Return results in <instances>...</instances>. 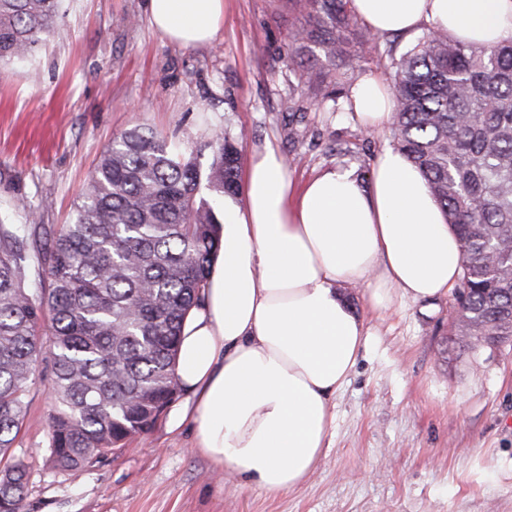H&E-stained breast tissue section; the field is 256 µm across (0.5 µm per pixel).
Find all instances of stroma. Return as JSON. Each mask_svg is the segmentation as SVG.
Instances as JSON below:
<instances>
[{"instance_id": "obj_1", "label": "stroma", "mask_w": 512, "mask_h": 512, "mask_svg": "<svg viewBox=\"0 0 512 512\" xmlns=\"http://www.w3.org/2000/svg\"><path fill=\"white\" fill-rule=\"evenodd\" d=\"M290 0H225L213 42L184 47L149 22L145 0H62L54 32L0 77V215L65 224L101 153L139 126L182 144L201 172L211 142L235 137L241 163L271 147L302 184L329 167L370 179L391 130L369 132L346 92L418 33L377 36L355 71L337 66L341 96L325 97L300 67ZM341 293L368 342L331 400L329 445L297 489L245 486L198 453L193 425L161 413L144 434L84 470L44 463L51 393L36 373L11 453L28 470L24 512H512V343L471 347L453 336V295L398 297L376 311L363 286Z\"/></svg>"}]
</instances>
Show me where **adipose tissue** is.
<instances>
[{
	"label": "adipose tissue",
	"instance_id": "adipose-tissue-1",
	"mask_svg": "<svg viewBox=\"0 0 512 512\" xmlns=\"http://www.w3.org/2000/svg\"><path fill=\"white\" fill-rule=\"evenodd\" d=\"M151 25L182 46L212 41L224 0H147ZM375 34L430 25L463 42L512 38V0H351ZM362 126L392 122V101L375 76L352 88ZM244 205L224 201L222 247L181 333L176 373L190 401L172 427L191 421L195 445L248 485L272 495L300 487L327 446L331 399L368 340L338 293L367 284L372 308L400 295L448 294L462 274L461 243L421 171L392 148L370 183L333 168L296 185L274 149L244 175Z\"/></svg>",
	"mask_w": 512,
	"mask_h": 512
}]
</instances>
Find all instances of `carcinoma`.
Instances as JSON below:
<instances>
[{"instance_id":"carcinoma-1","label":"carcinoma","mask_w":512,"mask_h":512,"mask_svg":"<svg viewBox=\"0 0 512 512\" xmlns=\"http://www.w3.org/2000/svg\"><path fill=\"white\" fill-rule=\"evenodd\" d=\"M61 0H0V64L22 60L55 28ZM294 41L344 64L372 50L349 0H294ZM393 135L423 173L463 251L458 336L512 342V38L464 44L432 29L392 58ZM206 180L209 197L200 195ZM241 190L235 139L213 146L207 177L181 147L146 128L100 155L69 223L0 217V502L24 512L26 465L10 450L45 363L54 408L45 462L88 468L180 389L185 318L201 305L221 247L224 197Z\"/></svg>"}]
</instances>
